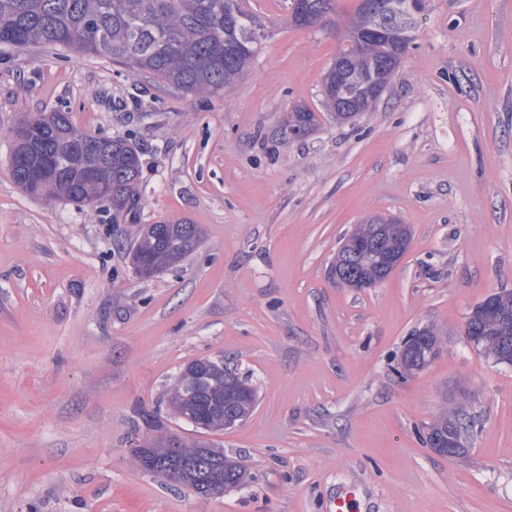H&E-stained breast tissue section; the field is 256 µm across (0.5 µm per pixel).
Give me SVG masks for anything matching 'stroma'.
Here are the masks:
<instances>
[{
	"label": "stroma",
	"mask_w": 512,
	"mask_h": 512,
	"mask_svg": "<svg viewBox=\"0 0 512 512\" xmlns=\"http://www.w3.org/2000/svg\"><path fill=\"white\" fill-rule=\"evenodd\" d=\"M265 37L244 76L196 96L111 60L0 45V512H330L356 483L362 512H512V365L468 343L471 310L512 292V0H424L414 39L370 112L337 123L322 77L337 23L288 24L291 0H250ZM320 117L281 140L283 115ZM68 112L141 151L138 208L113 217L23 192L11 129ZM409 225L372 288L330 267L368 217ZM187 221L204 238L142 280L140 225ZM437 356L402 378L406 341ZM227 364L258 392L208 433L170 416L189 362ZM466 451L426 443L442 413ZM223 448L252 475L208 498L138 466L158 435ZM319 124L317 112L307 107H296L292 112H288V126L296 129L297 134L291 136L287 130L281 131L280 129V136L284 141L300 139L315 131Z\"/></svg>",
	"instance_id": "obj_1"
}]
</instances>
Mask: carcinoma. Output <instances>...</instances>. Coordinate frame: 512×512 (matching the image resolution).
Masks as SVG:
<instances>
[{
	"mask_svg": "<svg viewBox=\"0 0 512 512\" xmlns=\"http://www.w3.org/2000/svg\"><path fill=\"white\" fill-rule=\"evenodd\" d=\"M308 9L317 17L336 13V0H298L289 23L299 28L298 15ZM262 25L246 0H0V44L26 48L33 44L60 47L104 57L143 72L187 94L215 93L243 75L256 53ZM391 54L383 37L342 48L323 78L325 104L342 121L367 112V95L390 83ZM348 68L336 83V67ZM284 141L300 139L319 126L316 112L296 107L288 113ZM38 132L40 151L31 153L28 139ZM12 177L26 193L63 200L79 207L101 205L113 215L131 213L137 196L141 160L127 139L91 135L77 129L66 112H41L20 119L12 130ZM203 239L198 224L160 222L140 227L131 244L135 275L143 280L180 264ZM404 224H360L347 237L331 267L334 283L345 288L374 287L387 279L389 262L407 251ZM492 316L473 308L464 335L497 362L512 364V293H498ZM425 342L405 343L402 363L422 368L431 360L428 344L438 343L431 330ZM256 390L233 369L209 359L189 363L176 377L168 396L171 415L205 431L224 429L254 408ZM467 426L448 414L430 425V446L455 445L452 455L465 452ZM157 460L152 474L162 479L173 464L182 483L201 497L221 495L249 479L241 462L206 442L188 444L159 436L149 444Z\"/></svg>",
	"mask_w": 512,
	"mask_h": 512,
	"instance_id": "obj_1",
	"label": "carcinoma"
}]
</instances>
